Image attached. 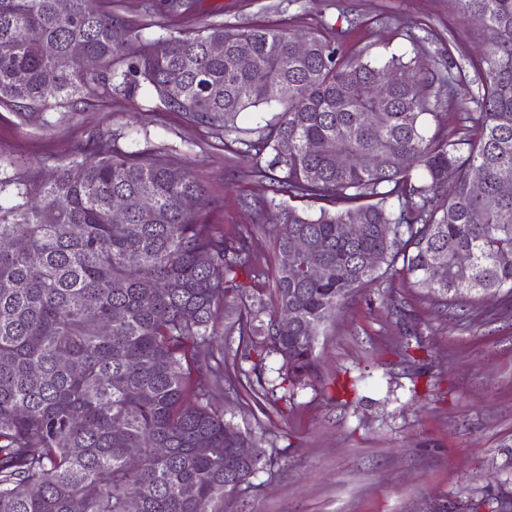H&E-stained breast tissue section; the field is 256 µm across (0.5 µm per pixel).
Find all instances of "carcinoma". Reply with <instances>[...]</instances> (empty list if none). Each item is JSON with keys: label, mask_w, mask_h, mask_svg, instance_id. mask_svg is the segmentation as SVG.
<instances>
[{"label": "carcinoma", "mask_w": 512, "mask_h": 512, "mask_svg": "<svg viewBox=\"0 0 512 512\" xmlns=\"http://www.w3.org/2000/svg\"><path fill=\"white\" fill-rule=\"evenodd\" d=\"M55 2L0 0L1 106L43 121L144 89L270 182L276 312L263 319L259 299L238 327L258 356L248 381L257 402L275 403L262 374L269 354L283 361L279 387L314 377L318 336L400 260L451 310L481 314L490 299L512 310V0H458L496 40L472 79L448 59V99L477 106L450 135L428 131L435 73L416 50L370 59L345 47V32L312 30L299 57L286 23L156 36L113 13L112 0H70L66 16ZM23 28L41 42L18 41ZM214 42L224 54L210 52ZM376 79L389 80L382 97ZM260 107L274 111L264 125H237ZM369 154L380 167L358 163ZM118 197L148 207L117 225ZM208 208L195 171L157 162L148 141L92 137L48 176L0 161V512H127L131 499L140 512H224L233 482L260 468L262 454L237 456L253 444L211 403L230 370L215 358L213 320L224 293L256 276L251 242L224 238ZM345 224L362 225L360 237L345 238ZM310 253L323 263L314 279ZM213 358L209 374H195Z\"/></svg>", "instance_id": "1"}]
</instances>
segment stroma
I'll use <instances>...</instances> for the list:
<instances>
[{
	"mask_svg": "<svg viewBox=\"0 0 512 512\" xmlns=\"http://www.w3.org/2000/svg\"><path fill=\"white\" fill-rule=\"evenodd\" d=\"M158 0H112L115 12L158 22L166 35L213 20L228 25L290 23L345 30L346 45L375 58L410 49L477 59L489 34L464 18L457 0H193L191 12H151ZM51 125L22 121L0 108V158L54 165L94 133L149 140L161 162L192 167L205 183L210 220L227 236H250L257 275L250 295H225L216 332L226 359L239 346L238 322L252 296L273 308L275 242L266 213L242 199L270 196L250 162L225 150L205 129L143 94H116L79 111H52ZM408 313L399 326L391 301ZM469 321L441 312L399 269L360 290L319 336L318 373L291 386L284 412L260 406L243 373L225 378L213 403L263 453L261 468L224 501V512H512V312L487 302ZM420 345L397 355L405 329Z\"/></svg>",
	"mask_w": 512,
	"mask_h": 512,
	"instance_id": "1",
	"label": "stroma"
}]
</instances>
